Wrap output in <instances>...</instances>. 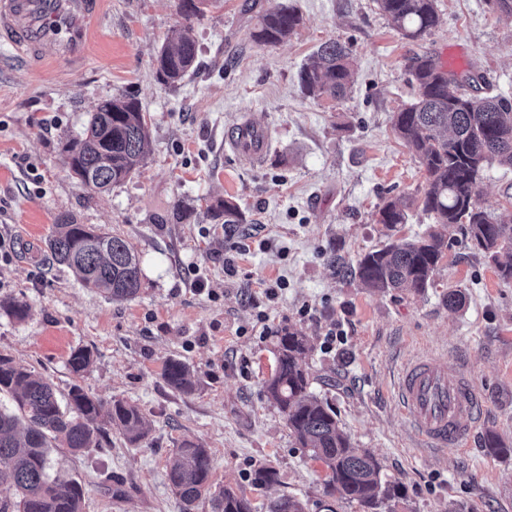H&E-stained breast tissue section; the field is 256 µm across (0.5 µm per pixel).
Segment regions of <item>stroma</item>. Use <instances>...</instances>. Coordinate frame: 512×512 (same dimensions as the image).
<instances>
[{
    "label": "stroma",
    "mask_w": 512,
    "mask_h": 512,
    "mask_svg": "<svg viewBox=\"0 0 512 512\" xmlns=\"http://www.w3.org/2000/svg\"><path fill=\"white\" fill-rule=\"evenodd\" d=\"M101 2L82 61L50 57L33 68L0 45V299L29 305L21 322L0 313V353L46 376L58 395L77 385L134 403L149 421L136 445L112 427L88 452L53 449L50 475L81 482L84 512H183L167 466L189 439L208 448L214 486L243 491L255 512L284 495L319 512L326 468L298 445L264 392L287 328L310 341L303 364L312 389L334 405L352 446L373 453L385 478L402 483L395 512H454L460 504L512 512V453L493 455L483 444L493 431L512 446V283L459 231L422 296L371 293L329 265L330 255L351 263L432 225L419 203L425 174L391 123L414 99L409 60L458 48L455 84L480 73V95L512 97V14L490 11L486 0H438V26L414 42L375 0H282L303 22L271 47L249 32L273 0H214L191 20L180 0ZM186 23L195 68L164 83L154 56ZM330 39L349 48L354 83L336 101L307 97L298 71ZM121 96L142 106L145 158L108 191L82 186L68 170V143L101 99ZM244 121L271 135L254 165L224 145ZM224 199L246 218L231 236L207 212ZM387 199L408 206L406 223L391 234L375 221ZM477 202L495 217L512 212V169L486 166ZM178 207L190 212L179 223ZM68 218L106 227L135 247L143 277L134 299L87 291L69 269L49 263L47 239ZM231 266L236 275H228ZM264 281L282 282L276 299H265ZM451 285L467 294L463 311L442 301ZM260 309L270 327L264 336L254 327ZM78 349L93 356L88 372L69 366ZM428 352L446 355L479 392L480 418L466 447H417L395 404L401 366ZM172 359L189 367L192 392L166 383ZM264 463L278 480L258 489L251 474Z\"/></svg>",
    "instance_id": "35a3bbf8"
}]
</instances>
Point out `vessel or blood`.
Instances as JSON below:
<instances>
[{"instance_id": "vessel-or-blood-1", "label": "vessel or blood", "mask_w": 512, "mask_h": 512, "mask_svg": "<svg viewBox=\"0 0 512 512\" xmlns=\"http://www.w3.org/2000/svg\"><path fill=\"white\" fill-rule=\"evenodd\" d=\"M101 0H0V44L37 62L44 45H54L66 59L85 57L86 25L98 15ZM243 156L260 158L270 143L266 129L244 122L229 138ZM402 412L421 444L443 448L467 439L461 419L476 420L480 399L473 383L441 356H420L407 362L398 388Z\"/></svg>"}]
</instances>
